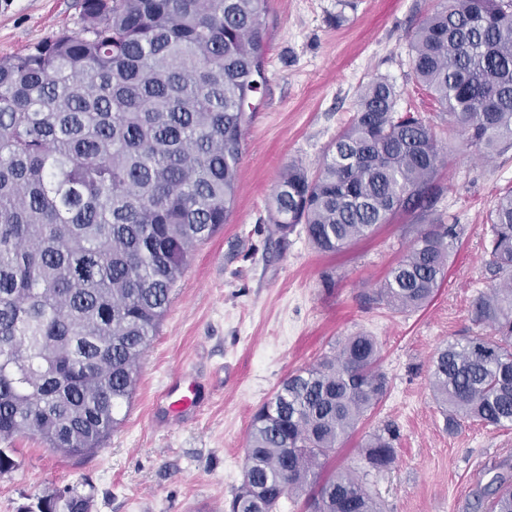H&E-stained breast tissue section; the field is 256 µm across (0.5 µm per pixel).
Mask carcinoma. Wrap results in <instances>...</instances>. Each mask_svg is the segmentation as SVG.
Listing matches in <instances>:
<instances>
[{
    "mask_svg": "<svg viewBox=\"0 0 512 512\" xmlns=\"http://www.w3.org/2000/svg\"><path fill=\"white\" fill-rule=\"evenodd\" d=\"M265 0H82L63 30L0 58V441L39 438L86 459L122 424L140 360L196 247L235 206L249 102L265 82ZM411 80L448 129L488 157L512 147V0H441L412 35ZM392 83L360 86L347 127L315 174L282 171L269 220L297 225L336 254L400 212L426 210L438 171L434 125L399 112ZM454 224H426L377 299L425 306L442 283ZM484 260L495 283L473 322L489 329L441 348L430 384L456 419L512 427V188L489 215ZM380 349L345 338L285 378L254 413L249 483L229 512H276L289 494L309 512H379L364 483L330 460L385 396ZM387 470L391 439L363 449ZM487 512H512V473L480 488ZM67 488L25 512H89Z\"/></svg>",
    "mask_w": 512,
    "mask_h": 512,
    "instance_id": "carcinoma-1",
    "label": "carcinoma"
}]
</instances>
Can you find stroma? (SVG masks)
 Listing matches in <instances>:
<instances>
[{"label": "stroma", "mask_w": 512, "mask_h": 512, "mask_svg": "<svg viewBox=\"0 0 512 512\" xmlns=\"http://www.w3.org/2000/svg\"><path fill=\"white\" fill-rule=\"evenodd\" d=\"M437 5L266 0V81L246 126L230 222L196 248L177 282L121 427L81 461L16 438L17 466L0 476V512L72 487L93 495L92 512H224L243 480L254 411L290 372L361 332L377 341L389 386L333 467L361 478L381 512H478L477 478L512 461V429L467 420L448 429L429 376L440 347L479 332L473 302L491 285L486 228L497 194L512 185V148L478 160L408 80L409 36ZM79 27L78 0H0V57ZM374 77L394 82L398 111L433 119L444 153L440 193L430 216L398 214L372 237L322 256L302 230L274 232L269 201L288 163L315 170ZM431 219L459 229L445 279L424 308L395 311L377 291ZM178 371L211 398L197 415L172 421L165 392ZM378 433L391 435L395 461L376 474L362 449Z\"/></svg>", "instance_id": "stroma-1"}]
</instances>
